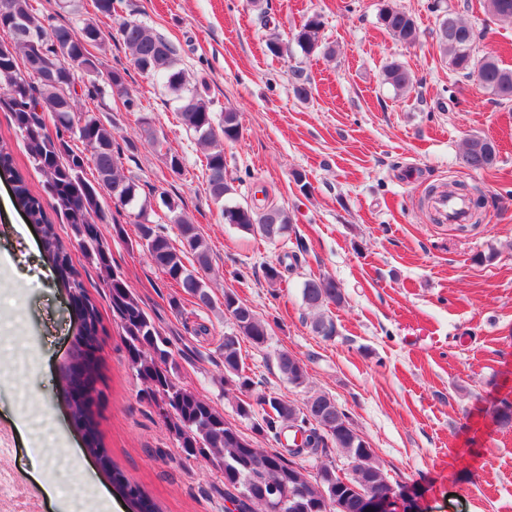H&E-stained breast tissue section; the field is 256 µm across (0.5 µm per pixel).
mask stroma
Returning <instances> with one entry per match:
<instances>
[{"label":"stroma","instance_id":"stroma-1","mask_svg":"<svg viewBox=\"0 0 512 512\" xmlns=\"http://www.w3.org/2000/svg\"><path fill=\"white\" fill-rule=\"evenodd\" d=\"M392 2L415 17V45L381 29L383 0H122L116 15L99 18L106 31L136 19L163 35L213 112H238L242 135L224 145L229 199L257 208L272 202L291 220L287 235L274 240L225 223L206 190L205 149L179 122L176 102L131 66L123 45L108 40L93 53L102 71H124L142 109L125 111L112 97L99 115L113 121L118 142L134 144L122 172L140 184L151 220L178 242L166 207L174 202L209 243L213 307L187 302L172 310V284L135 247L134 225L120 236L109 224L100 231L113 266L172 341L175 381L210 401L252 443L275 446L253 435L224 392L218 349L235 331L224 314L228 291L270 323L263 347L242 345L248 375L299 407L315 393L332 397L373 448L389 484L404 490L392 512H512V424L498 417L502 401L512 402V100L450 66L436 40L443 14L430 10L431 0ZM442 4L473 27L476 57L491 55L512 68V25L490 22L483 0ZM313 14L323 19L322 47L307 56L292 39ZM272 40L287 43V56L268 51ZM395 60L413 78L412 90L399 96L383 75ZM302 83L310 89L305 99L295 93ZM143 115L163 144L144 141ZM474 133L498 146L491 169L474 172L461 161ZM0 141L30 192L44 196L45 179L4 105ZM170 147L184 158L181 173L165 164ZM298 173L303 182L295 181ZM454 182L480 198L477 225L432 222L429 189ZM294 253L298 263L269 286L265 266ZM0 258L8 262L0 279V448L13 451L7 465L20 483L15 507L57 512L36 493L41 439L22 418L36 417L65 437L82 465L79 486L105 474L72 428L61 391L76 313L1 176ZM76 266L104 327L96 415L110 462L162 512H225L217 472L181 461L143 400L98 271L81 260ZM313 275L332 277L344 295L328 310L336 326L329 338L314 332L315 315L302 302ZM283 349L305 365L306 385L280 373Z\"/></svg>","mask_w":512,"mask_h":512}]
</instances>
